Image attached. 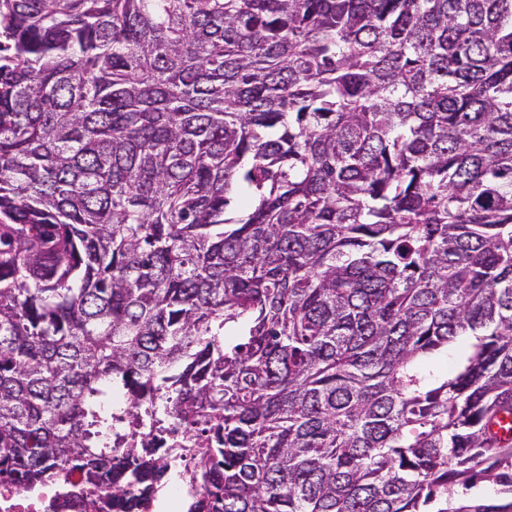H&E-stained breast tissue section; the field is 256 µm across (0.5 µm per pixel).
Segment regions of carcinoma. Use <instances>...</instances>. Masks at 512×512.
I'll list each match as a JSON object with an SVG mask.
<instances>
[{
	"instance_id": "carcinoma-1",
	"label": "carcinoma",
	"mask_w": 512,
	"mask_h": 512,
	"mask_svg": "<svg viewBox=\"0 0 512 512\" xmlns=\"http://www.w3.org/2000/svg\"><path fill=\"white\" fill-rule=\"evenodd\" d=\"M184 443L187 512H512V0H0V484Z\"/></svg>"
}]
</instances>
